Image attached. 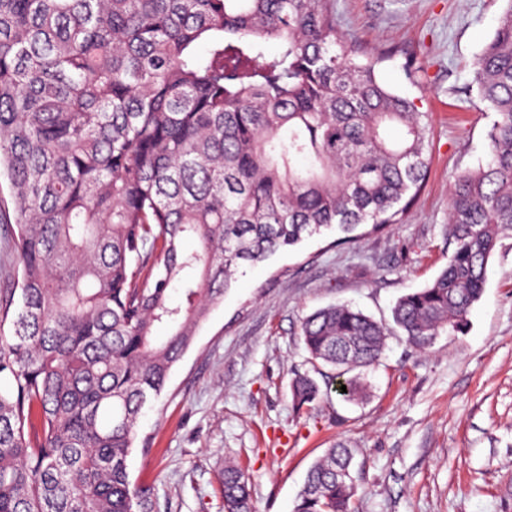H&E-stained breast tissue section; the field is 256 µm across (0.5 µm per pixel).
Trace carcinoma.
Segmentation results:
<instances>
[{"label":"carcinoma","mask_w":512,"mask_h":512,"mask_svg":"<svg viewBox=\"0 0 512 512\" xmlns=\"http://www.w3.org/2000/svg\"><path fill=\"white\" fill-rule=\"evenodd\" d=\"M382 61L337 31L336 0H0L16 266L0 280V512H155L129 472L139 417L237 274L324 230L401 222L430 121ZM472 84L496 116L489 159L451 175L448 264L393 308L419 349L465 330L512 232V0ZM300 336L312 371L340 377L378 364L387 330L335 304ZM291 393L303 407L321 389L305 372ZM352 461L328 449L295 512H350ZM223 496L253 512L239 467Z\"/></svg>","instance_id":"obj_1"}]
</instances>
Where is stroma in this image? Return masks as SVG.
Segmentation results:
<instances>
[{"mask_svg": "<svg viewBox=\"0 0 512 512\" xmlns=\"http://www.w3.org/2000/svg\"><path fill=\"white\" fill-rule=\"evenodd\" d=\"M503 7L336 0L340 30L383 54L380 78L428 113L429 177L403 223L359 226L345 244L336 231L307 239L237 279L140 420L150 445L134 448L129 470L153 485L160 512H224L229 462L248 476L255 512H293L311 465L340 440L354 448L351 512H512L511 234L489 261L465 333L421 351L393 331L359 404L323 376V395L308 406L290 391L310 368L303 318L350 302L391 323L396 299L447 265L449 176L486 161L494 118L472 70Z\"/></svg>", "mask_w": 512, "mask_h": 512, "instance_id": "obj_1", "label": "stroma"}]
</instances>
